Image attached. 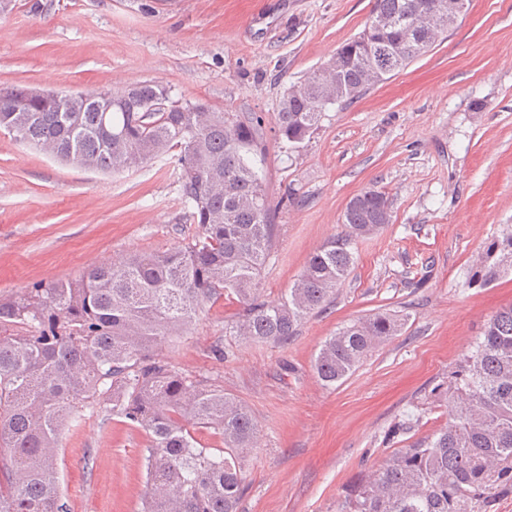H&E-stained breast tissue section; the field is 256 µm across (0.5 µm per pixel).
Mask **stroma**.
<instances>
[{
	"label": "stroma",
	"instance_id": "1",
	"mask_svg": "<svg viewBox=\"0 0 512 512\" xmlns=\"http://www.w3.org/2000/svg\"><path fill=\"white\" fill-rule=\"evenodd\" d=\"M371 0H12L0 14V86L68 94L153 81L173 99L273 117L303 82L363 29ZM263 176L277 233L259 288L281 296L310 254L340 229L356 195L378 189L392 221L356 239L355 263L326 311L284 346L226 335L235 301L202 305L162 343L177 371L245 402L258 446L239 512H340L360 473L396 449L407 409L417 434L448 421L434 388L500 309L512 271L481 287L473 274L512 230V0H470L444 40L354 103L327 107L299 147L266 132ZM176 152L116 174L66 165L0 132V299L67 280L130 254L182 246L198 230L179 200ZM406 315L336 387L314 358L354 319ZM223 347L215 359L213 347ZM143 429L95 408L64 428L59 467L70 512H140Z\"/></svg>",
	"mask_w": 512,
	"mask_h": 512
}]
</instances>
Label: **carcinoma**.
<instances>
[{
    "mask_svg": "<svg viewBox=\"0 0 512 512\" xmlns=\"http://www.w3.org/2000/svg\"><path fill=\"white\" fill-rule=\"evenodd\" d=\"M448 0H372L364 29L286 90L274 117L279 138L303 143L329 104H347L406 68L448 32ZM393 22L389 30L373 20ZM265 116L242 118L200 102L174 101L155 82L86 98H38L0 87V129L62 161L102 173L144 167L178 151L180 197L198 232L172 250L101 264L78 277L37 282L0 300V512H69L60 486L61 430L97 404L150 433L142 512H237L243 465L257 447L249 407L224 388L185 375L156 353L186 330L200 307L224 294L241 308L231 335L285 345L307 316L330 302L354 263L352 241L391 223L390 200L370 189L349 201L342 230L318 247L291 288L261 298L276 205L260 177ZM512 270V234L486 250L477 277L488 285ZM405 319L359 318L328 337L314 360L333 386ZM448 423L395 451L351 489L342 512H493L512 495V306L493 315L454 370L434 389ZM220 437L200 446L186 428ZM421 416L404 413L407 435Z\"/></svg>",
    "mask_w": 512,
    "mask_h": 512,
    "instance_id": "carcinoma-1",
    "label": "carcinoma"
}]
</instances>
